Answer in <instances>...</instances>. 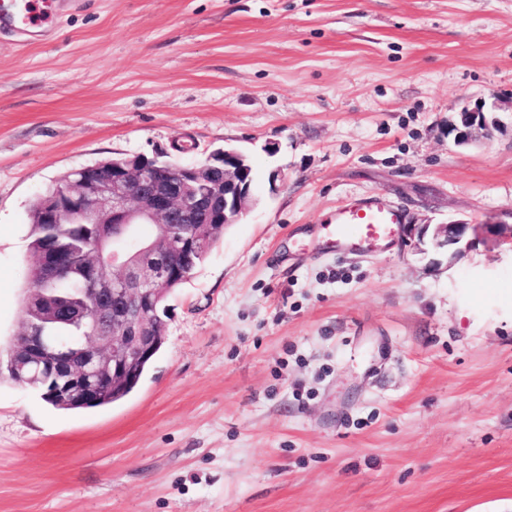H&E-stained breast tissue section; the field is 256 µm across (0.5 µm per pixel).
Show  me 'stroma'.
<instances>
[{"label":"stroma","mask_w":512,"mask_h":512,"mask_svg":"<svg viewBox=\"0 0 512 512\" xmlns=\"http://www.w3.org/2000/svg\"><path fill=\"white\" fill-rule=\"evenodd\" d=\"M476 106L492 138L454 145ZM185 137L247 155L257 202L125 398L0 378V512H512V245L322 248L366 197L512 225V0H73L49 40L0 33V362L32 202Z\"/></svg>","instance_id":"stroma-1"}]
</instances>
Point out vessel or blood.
<instances>
[{"label":"vessel or blood","mask_w":512,"mask_h":512,"mask_svg":"<svg viewBox=\"0 0 512 512\" xmlns=\"http://www.w3.org/2000/svg\"><path fill=\"white\" fill-rule=\"evenodd\" d=\"M68 0H9L0 8V32L24 45L32 39L49 38L54 32L56 15ZM402 221L400 212L375 200L354 201L339 207L334 224L328 225L324 245L341 253L366 254L384 248Z\"/></svg>","instance_id":"b4317fda"}]
</instances>
